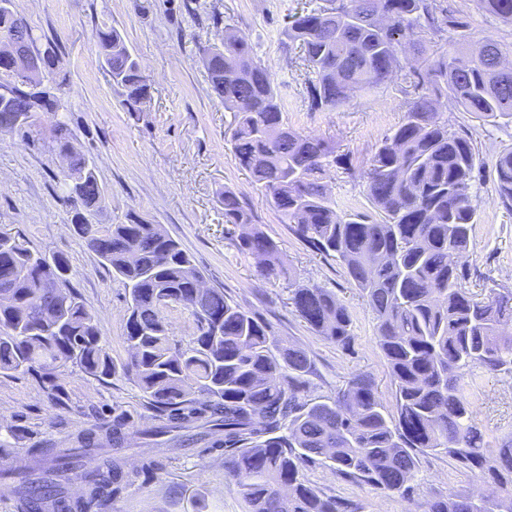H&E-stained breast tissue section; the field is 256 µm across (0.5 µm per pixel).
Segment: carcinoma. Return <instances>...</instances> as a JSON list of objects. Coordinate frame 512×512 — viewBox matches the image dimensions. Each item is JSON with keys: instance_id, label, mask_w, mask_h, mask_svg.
<instances>
[{"instance_id": "cac0c4a2", "label": "carcinoma", "mask_w": 512, "mask_h": 512, "mask_svg": "<svg viewBox=\"0 0 512 512\" xmlns=\"http://www.w3.org/2000/svg\"><path fill=\"white\" fill-rule=\"evenodd\" d=\"M11 2L0 0V38L19 39L43 63L34 81L0 67V127L22 115L17 133L24 135L31 118L46 111L44 96L62 91L66 78L55 71L53 46L35 48ZM471 2L512 27V0ZM283 34L285 52L305 73L314 112H332L355 93L394 79L405 84L404 115L363 171L378 218L339 213L323 178L331 167L350 173L348 155L330 139L288 125L268 66L232 28L224 27L220 43L200 49L211 91L231 113L235 159L296 238L339 262L374 315L393 406L367 372L352 374L334 397L313 395L307 351L278 339L223 289L199 291L201 271L162 225L89 223L104 194L63 122L49 149L67 159L71 223L128 293L127 359L117 364L106 351L95 314L70 285L68 258H48L14 235L0 251V374L52 375L70 363L96 380L123 375L160 423L138 429L118 413L109 428L112 446L122 447L131 429L153 441L192 431L194 441L224 449V475L240 487L247 512H360L358 503L310 484L304 471L315 466L409 500L421 458L429 455L453 460L470 483L430 495L423 512H512V442L489 446L461 384L473 369L512 372V289L484 296L466 287L481 160L471 128L456 130L448 120L458 111L481 126L512 123V41L486 35L462 51L471 38L468 11L445 0H342L291 16ZM423 36L444 37L448 48L417 70L407 66V52H424ZM96 39L122 106L142 111L151 85L123 36L105 27ZM495 172L496 193L512 210V149L497 155ZM221 201L224 223L248 229L235 245L261 259L258 275H291L280 245L258 227L239 193L226 187ZM290 300L322 339L351 345V313L336 293L299 284ZM167 302L194 317L184 346L173 338ZM34 453L44 476L0 470L1 479L21 489L24 512H87L132 484L116 457L85 474L86 497L69 500L57 478L78 467L81 454Z\"/></svg>"}]
</instances>
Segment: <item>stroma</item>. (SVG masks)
I'll list each match as a JSON object with an SVG mask.
<instances>
[{
  "label": "stroma",
  "mask_w": 512,
  "mask_h": 512,
  "mask_svg": "<svg viewBox=\"0 0 512 512\" xmlns=\"http://www.w3.org/2000/svg\"><path fill=\"white\" fill-rule=\"evenodd\" d=\"M324 0H13L38 47L54 44L55 69L67 84L58 112L43 113L39 140L0 135V231L23 237L46 255L65 254L70 281L96 314L102 342L115 361L127 357L122 342L127 309L123 285L87 249L70 224L71 206L63 163L47 144L56 122H66L76 146L94 167L105 202L90 217L100 225L138 219L160 224L193 256L205 282L256 313L272 333L302 346L314 364L309 377L315 395L331 396L351 373L375 378L385 401H392L387 366L377 347L376 322L369 307L335 260L317 255L283 224L237 164L225 131L230 113L210 90L198 48L219 41L235 28L270 67L282 97L284 117L296 129L330 137L350 153L355 174L335 170L324 177L341 211L366 210L360 168L402 116L400 84L387 83L358 93L345 107L313 112L304 98V74L283 50L287 16L322 6ZM111 26L122 34L151 83L143 111L129 112L98 56L95 34ZM482 170L474 186L478 198L469 263L476 274L468 286L490 294L512 289V212L495 193L497 153L512 147V125L477 127ZM233 188L253 208L258 224L281 246L298 282L336 293L349 308L354 340L342 349L324 341L295 315L287 279L257 277L255 261L242 254L228 234L219 195ZM465 392L476 423L491 447L512 440V373L465 374ZM131 414L137 426L153 425L155 413L143 405L137 386L125 378L97 381L66 370L0 374V444L10 465L32 448L76 452L92 425ZM135 482L106 505L89 512H246L238 486L224 475V451L200 446L156 445L130 435L122 450ZM306 477L317 487L355 500L362 512H422L424 499L447 488H467L469 478L454 462L430 456L420 464L412 499L388 495L312 467Z\"/></svg>",
  "instance_id": "1"
}]
</instances>
